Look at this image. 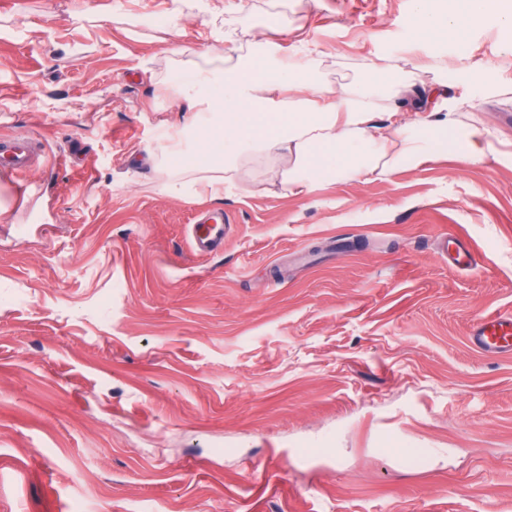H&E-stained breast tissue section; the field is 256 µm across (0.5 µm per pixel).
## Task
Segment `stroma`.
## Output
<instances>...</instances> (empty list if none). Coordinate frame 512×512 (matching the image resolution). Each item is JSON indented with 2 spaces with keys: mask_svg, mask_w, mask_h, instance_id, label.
<instances>
[{
  "mask_svg": "<svg viewBox=\"0 0 512 512\" xmlns=\"http://www.w3.org/2000/svg\"><path fill=\"white\" fill-rule=\"evenodd\" d=\"M509 11L435 38L412 0L0 5V135L44 148L0 174V512H512V353L469 342L512 315V92L448 89L484 162L304 196L262 159L221 198L172 190L159 137L194 122L163 82L225 32L308 40L334 84L378 58L512 83ZM204 210L229 225L197 254Z\"/></svg>",
  "mask_w": 512,
  "mask_h": 512,
  "instance_id": "1",
  "label": "stroma"
}]
</instances>
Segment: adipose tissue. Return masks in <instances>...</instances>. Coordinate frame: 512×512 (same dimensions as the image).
<instances>
[{
    "label": "adipose tissue",
    "instance_id": "obj_1",
    "mask_svg": "<svg viewBox=\"0 0 512 512\" xmlns=\"http://www.w3.org/2000/svg\"><path fill=\"white\" fill-rule=\"evenodd\" d=\"M427 3L414 0L421 29L450 36L482 20L489 8L488 0H466L465 11L436 16ZM452 76L491 94L501 91L493 68L451 69L442 63L431 88L420 90L422 100L441 96ZM174 87L177 98L199 115L214 156L205 176L211 185L233 186L251 159L275 158L289 194L301 196L321 183L345 177L371 181L437 162L452 149L479 162L491 147L485 129L459 125L456 101H445L443 110L426 118L386 111L390 97L412 90L407 74L391 64L365 63L359 77L335 86L320 78L311 57L271 43L246 51L228 36L222 66L195 69Z\"/></svg>",
    "mask_w": 512,
    "mask_h": 512
}]
</instances>
